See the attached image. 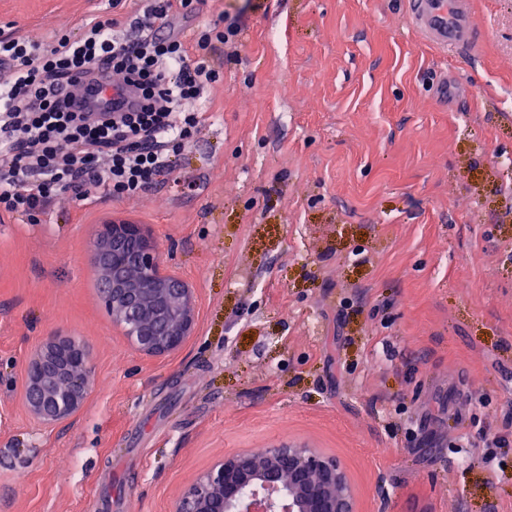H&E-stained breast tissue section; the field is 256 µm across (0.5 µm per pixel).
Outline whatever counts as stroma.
<instances>
[{"instance_id":"obj_1","label":"stroma","mask_w":512,"mask_h":512,"mask_svg":"<svg viewBox=\"0 0 512 512\" xmlns=\"http://www.w3.org/2000/svg\"><path fill=\"white\" fill-rule=\"evenodd\" d=\"M463 59L403 0H202L244 22L180 173L143 197L0 212V512H171L224 456L307 444L359 512H512V0H474ZM112 0H0L42 43ZM146 225L195 292L177 353L134 348L88 249ZM58 329L95 369L40 425L24 364ZM499 443L485 450V435Z\"/></svg>"}]
</instances>
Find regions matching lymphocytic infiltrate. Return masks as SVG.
<instances>
[{
  "label": "lymphocytic infiltrate",
  "mask_w": 512,
  "mask_h": 512,
  "mask_svg": "<svg viewBox=\"0 0 512 512\" xmlns=\"http://www.w3.org/2000/svg\"><path fill=\"white\" fill-rule=\"evenodd\" d=\"M112 0L51 44L0 34V208L28 219L60 196L133 198L179 168L205 85L240 57L239 16L186 22L198 0Z\"/></svg>",
  "instance_id": "obj_1"
}]
</instances>
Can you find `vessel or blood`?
<instances>
[{
  "mask_svg": "<svg viewBox=\"0 0 512 512\" xmlns=\"http://www.w3.org/2000/svg\"><path fill=\"white\" fill-rule=\"evenodd\" d=\"M405 9L425 42L458 56H474L488 38L473 0H405Z\"/></svg>",
  "mask_w": 512,
  "mask_h": 512,
  "instance_id": "vessel-or-blood-1",
  "label": "vessel or blood"
}]
</instances>
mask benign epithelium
<instances>
[{
    "mask_svg": "<svg viewBox=\"0 0 512 512\" xmlns=\"http://www.w3.org/2000/svg\"><path fill=\"white\" fill-rule=\"evenodd\" d=\"M97 291L112 323L139 351L165 355L193 335V288L161 266L159 244L145 225L110 221L91 244ZM94 364L86 345L52 331L25 362L23 403L52 427L76 415L89 393ZM173 512H357L351 479L335 456L281 442L256 457L224 456L173 506Z\"/></svg>",
    "mask_w": 512,
    "mask_h": 512,
    "instance_id": "7a95c632",
    "label": "benign epithelium"
}]
</instances>
